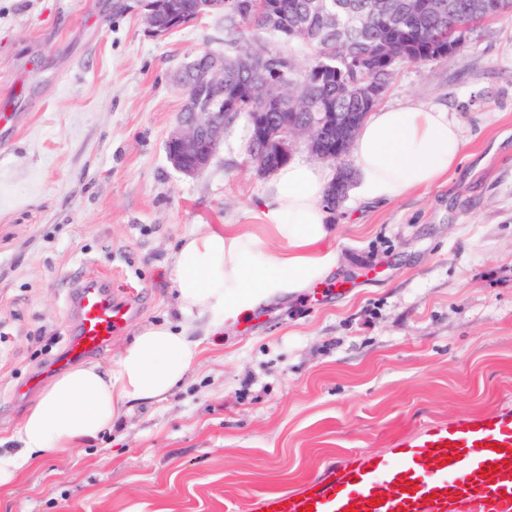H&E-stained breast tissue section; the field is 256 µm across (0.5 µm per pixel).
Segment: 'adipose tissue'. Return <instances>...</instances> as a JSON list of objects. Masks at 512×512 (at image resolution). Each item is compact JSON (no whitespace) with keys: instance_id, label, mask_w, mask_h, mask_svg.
<instances>
[{"instance_id":"1","label":"adipose tissue","mask_w":512,"mask_h":512,"mask_svg":"<svg viewBox=\"0 0 512 512\" xmlns=\"http://www.w3.org/2000/svg\"><path fill=\"white\" fill-rule=\"evenodd\" d=\"M462 148L459 126L444 109L414 102L375 107L352 143L355 193L365 202H389L432 187L458 169ZM332 178L321 165L288 161L257 205L260 233L202 224L184 236L171 266L185 324L141 325L108 367L79 366L56 377L11 434V448L0 450V484L96 437L134 405L171 395L199 363L194 320L207 319L211 335L330 276L338 262L324 203ZM267 235L274 246L265 245Z\"/></svg>"}]
</instances>
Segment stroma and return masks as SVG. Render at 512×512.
I'll return each mask as SVG.
<instances>
[{
    "mask_svg": "<svg viewBox=\"0 0 512 512\" xmlns=\"http://www.w3.org/2000/svg\"><path fill=\"white\" fill-rule=\"evenodd\" d=\"M144 0H0V436L43 389L78 279L110 276L146 323L180 322L170 256L200 224H252L269 178L236 124L209 166L172 168L183 66L224 17L156 37ZM448 111L447 181L333 210L336 271L204 337L168 398L0 485V512H253L424 419L512 405V13L465 47L398 66L383 104ZM37 388H30L31 379Z\"/></svg>",
    "mask_w": 512,
    "mask_h": 512,
    "instance_id": "35a3bbf8",
    "label": "stroma"
}]
</instances>
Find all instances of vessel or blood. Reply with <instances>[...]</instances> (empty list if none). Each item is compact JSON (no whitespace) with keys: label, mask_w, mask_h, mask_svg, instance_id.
<instances>
[{"label":"vessel or blood","mask_w":512,"mask_h":512,"mask_svg":"<svg viewBox=\"0 0 512 512\" xmlns=\"http://www.w3.org/2000/svg\"><path fill=\"white\" fill-rule=\"evenodd\" d=\"M70 308L72 362L101 353L128 313L96 279L77 288ZM395 446L393 457L361 455L340 472L308 481L302 492L262 494L257 512H512V409L431 421Z\"/></svg>","instance_id":"vessel-or-blood-1"}]
</instances>
